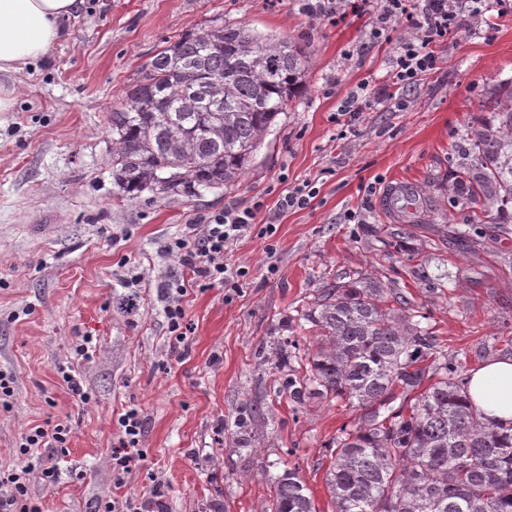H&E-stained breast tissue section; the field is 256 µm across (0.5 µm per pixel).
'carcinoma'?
Segmentation results:
<instances>
[{
  "label": "carcinoma",
  "mask_w": 512,
  "mask_h": 512,
  "mask_svg": "<svg viewBox=\"0 0 512 512\" xmlns=\"http://www.w3.org/2000/svg\"><path fill=\"white\" fill-rule=\"evenodd\" d=\"M309 52L245 26L215 24L155 54L112 108V181L120 191L190 198L235 185L278 116L306 89ZM497 123L471 138L456 186L485 209L512 205V81ZM301 318L318 327L290 397L345 400L325 472L331 512H512V422L469 405L462 364L425 316L382 281L329 288ZM263 512H317L296 469L270 475Z\"/></svg>",
  "instance_id": "cac0c4a2"
}]
</instances>
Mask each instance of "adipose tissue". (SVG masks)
Segmentation results:
<instances>
[{"label": "adipose tissue", "instance_id": "adipose-tissue-1", "mask_svg": "<svg viewBox=\"0 0 512 512\" xmlns=\"http://www.w3.org/2000/svg\"><path fill=\"white\" fill-rule=\"evenodd\" d=\"M83 0H0V71L44 58L63 34L62 21ZM467 393L487 423L512 419V358L486 362L472 370Z\"/></svg>", "mask_w": 512, "mask_h": 512}]
</instances>
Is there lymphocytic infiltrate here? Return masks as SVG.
<instances>
[{
	"mask_svg": "<svg viewBox=\"0 0 512 512\" xmlns=\"http://www.w3.org/2000/svg\"><path fill=\"white\" fill-rule=\"evenodd\" d=\"M479 0H383L381 10L371 21L372 38L396 40L397 49L389 71L390 83L377 88L361 84L352 91L339 109L340 117L356 120L363 112L394 105L406 108L402 89L416 84L424 73L437 67L434 47L462 25L482 23ZM317 196L316 187L308 181L283 189L274 208H266L263 200L252 206H228L224 210L200 217L191 225L188 235L167 242L163 251L177 255L180 263L196 282L213 287L223 286L246 277L247 269L227 262L226 254L239 238L251 230L270 235L280 215L288 209L308 206ZM265 213L263 225H256L258 213ZM121 428L119 445L112 451V470L116 486H124L126 475L140 468L147 459L141 448L142 418L135 409L126 410L118 419ZM67 424L35 425L21 434L16 452L24 459L21 467L0 471V512H43L40 500L29 493L30 463L39 449L65 448L69 441Z\"/></svg>",
	"mask_w": 512,
	"mask_h": 512,
	"instance_id": "lymphocytic-infiltrate-1",
	"label": "lymphocytic infiltrate"
}]
</instances>
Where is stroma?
<instances>
[{
  "label": "stroma",
  "mask_w": 512,
  "mask_h": 512,
  "mask_svg": "<svg viewBox=\"0 0 512 512\" xmlns=\"http://www.w3.org/2000/svg\"><path fill=\"white\" fill-rule=\"evenodd\" d=\"M485 7L494 28L449 35L437 70L407 90V110L362 113L346 131L332 120L337 106L360 84L386 81L395 46L371 39L368 16L334 26L302 14L297 0H84L46 57L0 77L16 96L0 112V370L17 378L11 409L0 411V468L17 465L24 429L66 421L67 447L42 449L35 463L56 467L55 481L31 480L45 512H97L102 501L157 489L169 512H262L272 461L299 469L318 512H331L327 448L353 409L296 404L288 377L304 374V361L289 357L280 371L268 360L285 340L313 343L317 330L301 313L352 273L418 306L465 370L512 356V231H499L493 210L472 222L476 204L452 190L472 160L465 132L494 123L492 95L512 80V6ZM216 23L305 44V91L224 192L121 193L113 105L164 41ZM393 178L420 187V222L381 218L378 196ZM284 179L311 181L319 194L283 214L273 235L232 245L228 261L248 270L237 287L185 297L190 348L177 355L158 290L191 273L160 245L206 213L257 196L275 206ZM133 277L142 280L137 296L126 286ZM85 336L88 360L74 353ZM61 365L90 392L88 404L62 382ZM251 405L255 447L243 455L228 429ZM131 408L144 421L147 461L120 490L110 455Z\"/></svg>",
  "instance_id": "35a3bbf8"
}]
</instances>
